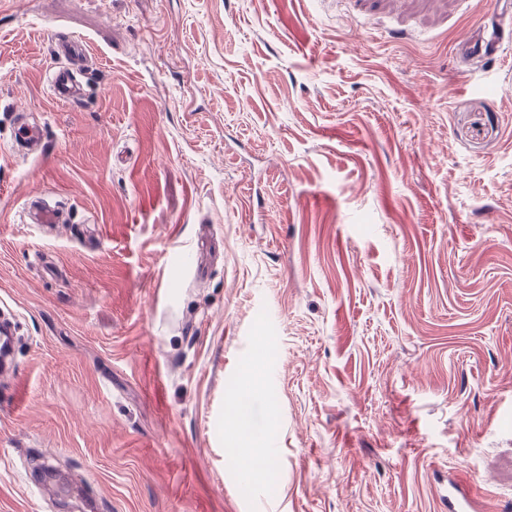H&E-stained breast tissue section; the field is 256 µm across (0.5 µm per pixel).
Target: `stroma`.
<instances>
[{
  "instance_id": "1",
  "label": "stroma",
  "mask_w": 512,
  "mask_h": 512,
  "mask_svg": "<svg viewBox=\"0 0 512 512\" xmlns=\"http://www.w3.org/2000/svg\"><path fill=\"white\" fill-rule=\"evenodd\" d=\"M498 19L0 0V512H448L452 469L512 512V46L462 49ZM56 31L90 53L73 108ZM252 376L275 497L228 413ZM50 92L57 101L69 106H78L82 101L81 84L68 67L60 66L53 73Z\"/></svg>"
}]
</instances>
